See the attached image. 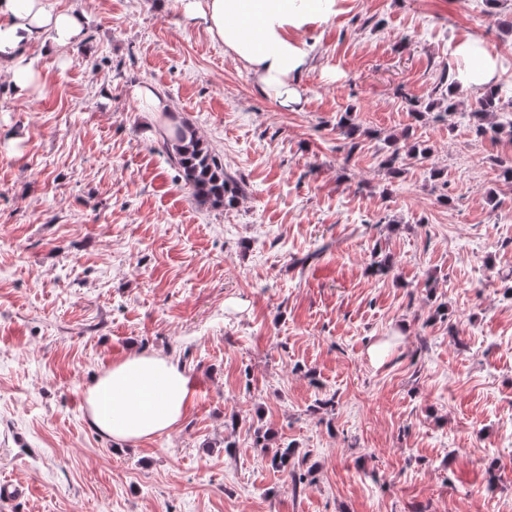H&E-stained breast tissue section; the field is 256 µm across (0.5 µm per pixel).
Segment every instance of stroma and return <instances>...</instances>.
<instances>
[{"label": "stroma", "mask_w": 512, "mask_h": 512, "mask_svg": "<svg viewBox=\"0 0 512 512\" xmlns=\"http://www.w3.org/2000/svg\"><path fill=\"white\" fill-rule=\"evenodd\" d=\"M49 2L85 12L82 40L31 46L32 96L0 75L7 512H512V141L412 111L467 39L512 87V0H336L294 34L311 63L287 109L176 0ZM137 84L244 184L233 206L192 196ZM407 142L427 159L384 166ZM141 351L191 398L170 432L118 443L85 392ZM259 429L309 482L266 465ZM133 94L142 102L146 112H174L169 99L148 86L143 85L136 87Z\"/></svg>", "instance_id": "1"}]
</instances>
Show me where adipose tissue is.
<instances>
[{
    "label": "adipose tissue",
    "instance_id": "ef3b65f1",
    "mask_svg": "<svg viewBox=\"0 0 512 512\" xmlns=\"http://www.w3.org/2000/svg\"><path fill=\"white\" fill-rule=\"evenodd\" d=\"M185 24L203 28L225 53L254 77L259 90L282 106L295 103L292 81L311 62L294 31L334 13L336 0H179ZM83 13L56 11L47 0H0V74L15 96L33 93L39 74L27 57L43 42L48 52L69 49L83 32ZM468 64L460 79L471 92H485L498 82L496 57L473 41L456 47ZM190 399L187 375L168 358L136 352L113 363L87 389L90 425L118 442H136L172 430Z\"/></svg>",
    "mask_w": 512,
    "mask_h": 512
}]
</instances>
